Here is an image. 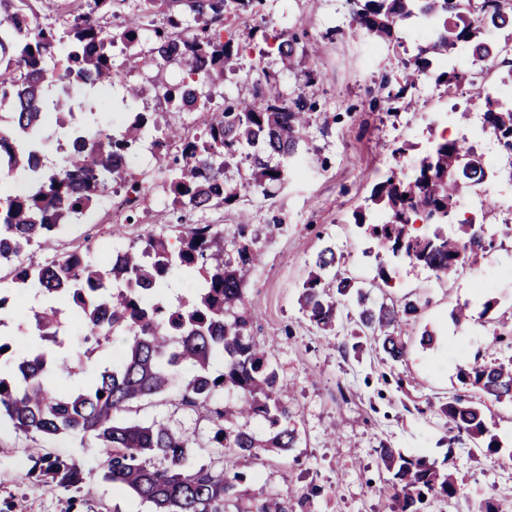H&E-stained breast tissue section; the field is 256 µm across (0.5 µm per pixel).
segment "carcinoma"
<instances>
[{
    "label": "carcinoma",
    "instance_id": "1",
    "mask_svg": "<svg viewBox=\"0 0 512 512\" xmlns=\"http://www.w3.org/2000/svg\"><path fill=\"white\" fill-rule=\"evenodd\" d=\"M30 0H0V108L10 109L7 125L0 124V171L25 172L31 182L25 194L0 201V264L14 263L16 288L36 289L47 296L43 309L26 317L18 330L31 337L27 355L7 360L0 367V417H6L24 434L78 435L96 440L104 458L100 471L105 480L134 492L153 506V512H228L238 502L244 473L233 468L214 470L189 462L190 438L163 421L149 424L119 419L131 404L178 386L183 405L205 407L224 389L235 391L224 405L210 410L214 426L212 443L228 448L244 461L257 460L277 449L295 445L290 427L292 411L280 398V377L267 351L250 336L251 316L240 311L243 290L258 254L240 225L237 258L225 261L224 230L216 224H195L184 232L180 245H169L161 234L148 236L139 247L124 251L117 264L101 265L78 252L43 264L24 263L33 245L47 246L73 217L84 214L105 186L120 176L116 161L131 154L145 136L146 117L139 113L115 135L106 130L80 131L87 146L69 152L66 166L57 171L33 166L42 153L50 114L62 123L72 114L73 101L48 99L45 89L53 82L101 85L113 78L112 62L104 53L107 43L131 44L139 23L129 21L122 32L107 38L96 15L108 13L112 0H92L94 9L74 20L68 36L65 64L48 73L45 60L57 47L51 27L33 24L27 12ZM356 27L377 43L405 44L400 30L432 27L428 40L403 61L404 76L398 89L382 78L371 93L383 102L400 101L419 82L437 70L436 81L448 87L468 85L472 101L484 103L483 130L512 150V104L493 96L468 71L454 64L459 48H471V65L493 67L512 43V0H348ZM228 0H188L189 9L209 19L205 27L189 31L181 17L168 16L156 29L154 46L144 64L161 67L181 60L189 76L203 82L223 72L224 61L239 54L232 32H224ZM500 18L495 30H506L504 43L487 38L484 15ZM277 53L292 60L300 53L316 61L321 49L301 47L293 35L280 39ZM253 100L227 99L213 111L202 107L204 134L186 135L181 128L161 133L154 147L180 144L178 155L167 163V191L180 210L195 212L228 204L249 195L268 196L269 187L288 175L289 160L309 138L316 108L311 87L315 69L307 73L309 89L286 99L278 80L255 68ZM472 156L463 140L441 138L413 159L414 174L402 179L394 172L373 188L371 217L357 211L354 224L374 244L375 257L403 256L436 276H450L480 265L490 253L512 239V224L492 231L475 218H462L459 203L474 183L486 177L476 164L470 173L460 170ZM249 164L248 181L230 187L224 180L232 166ZM429 228L415 233L414 225ZM340 259L327 246L314 259L315 271L304 282L298 302L302 313L319 330L335 331L346 301L359 332L381 345L394 362L406 355L399 336L401 326L424 310L416 299L374 302L352 278L334 273ZM205 271L194 298L177 307L162 294L167 275L174 269ZM70 301V312L83 342L74 352L53 351L65 332L58 300ZM125 346L118 362L99 366L75 391L53 389L48 378L72 375L100 352L116 333ZM224 371L214 374L215 361ZM469 393H455L439 403L450 430L497 456L502 441L495 430L502 417L493 404L512 402V355L486 359L477 354L459 375ZM104 396H99V393ZM260 415L270 432L260 437L248 418ZM393 490L391 512H426L433 501L457 495V481L448 468L422 454H407L386 444L377 449ZM39 475L68 490L85 480L78 462L61 459L44 448L30 449ZM425 499H420V496Z\"/></svg>",
    "mask_w": 512,
    "mask_h": 512
}]
</instances>
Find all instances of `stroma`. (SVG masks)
<instances>
[{"label":"stroma","mask_w":512,"mask_h":512,"mask_svg":"<svg viewBox=\"0 0 512 512\" xmlns=\"http://www.w3.org/2000/svg\"><path fill=\"white\" fill-rule=\"evenodd\" d=\"M38 23L64 29L75 17L87 13L86 0H33ZM144 16L146 26L133 49L122 43L110 47L114 78L110 84L86 89V110L76 119L90 127L122 130L130 114L145 113L160 127L175 125L202 132V115L157 100L149 88L155 70L142 65L153 29L163 26V10H147L144 0H114L103 26L118 30L132 17ZM242 56L224 65L223 78L204 83L207 106L222 105L225 97L252 94L249 71L255 57L279 75L284 94L302 89L309 61L296 59L282 65L277 53H265L264 34L294 33L303 43H319L325 51L318 60L320 79L315 85L316 109L312 137L289 165L287 180L271 186L265 198L247 196L236 203L188 214L189 224H217L224 229V255L235 252V232L242 218L253 249L262 255L247 283L246 306L253 318L250 334L265 344L268 357L289 386L281 399L294 412L297 443L288 453L274 452L247 464L244 496L239 512H254L256 504L275 501L288 512H302L300 502L311 497L309 512H390L391 489L377 448L386 443L407 453L447 461L457 477L458 493L451 502L437 501L429 512H478L481 502L494 498L501 512H512V404L496 407L502 417L498 434L503 457H487L469 441L452 440L446 421L433 407L449 392L458 390L461 367L475 354H488L496 314L482 315V304L498 299L501 310L512 309V251H500L495 261L467 271L454 283L405 262L365 256L369 243L360 236L353 213L364 206L374 185L390 169L411 174V159L429 141L470 133L459 124L455 108L477 112L479 104L467 96H449L433 78L420 83L413 96L414 110L389 112L386 104L373 103L368 93L372 81L388 77L399 83L404 52L373 43L359 34L347 0H265L259 14L230 15ZM146 87L142 100L127 96L128 85ZM408 145L407 154L393 157L392 150ZM127 175L143 184V204L131 220L113 223L106 198H98L78 220L58 233L54 250L31 249L32 262L42 263L72 249L91 250L100 243L119 249L136 244L150 234L177 239L173 198L165 188L164 162L151 140H144L128 159ZM281 226L267 234L273 220ZM334 247L341 258L340 274L372 288L378 271L389 284L373 290L375 298H418L425 309L415 322L403 326L406 356L395 363L372 341L354 349L352 324L339 322L336 334L323 338L303 315L298 298L313 270V260L324 247ZM468 304L473 314L466 323L454 324L450 313ZM437 332L434 346L420 343L423 328ZM129 422H167L192 440L190 461L221 467L232 464L231 451L212 447V424L206 409L182 406L178 392L134 404L123 415ZM0 445L13 448L0 459V512L14 497H24L27 512H153L149 503L120 485L104 481L97 472L102 458L96 442L77 436L31 438L0 422ZM40 446L81 462L92 476L79 490L64 491L52 484L27 478L32 462L26 450Z\"/></svg>","instance_id":"1"}]
</instances>
